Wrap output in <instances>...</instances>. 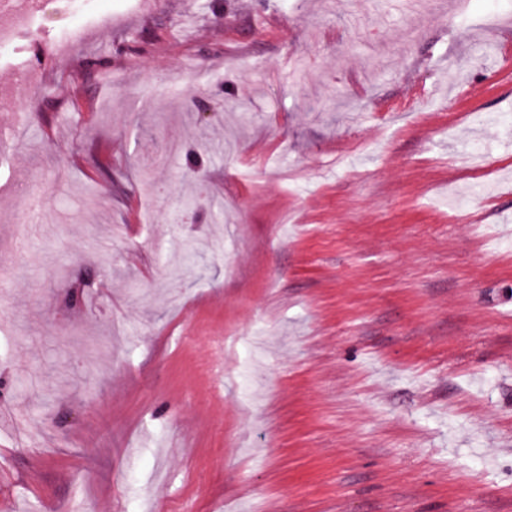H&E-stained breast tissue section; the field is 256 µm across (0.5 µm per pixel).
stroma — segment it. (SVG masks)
<instances>
[{
  "label": "stroma",
  "instance_id": "1",
  "mask_svg": "<svg viewBox=\"0 0 512 512\" xmlns=\"http://www.w3.org/2000/svg\"><path fill=\"white\" fill-rule=\"evenodd\" d=\"M31 3L0 512H512V0Z\"/></svg>",
  "mask_w": 512,
  "mask_h": 512
}]
</instances>
